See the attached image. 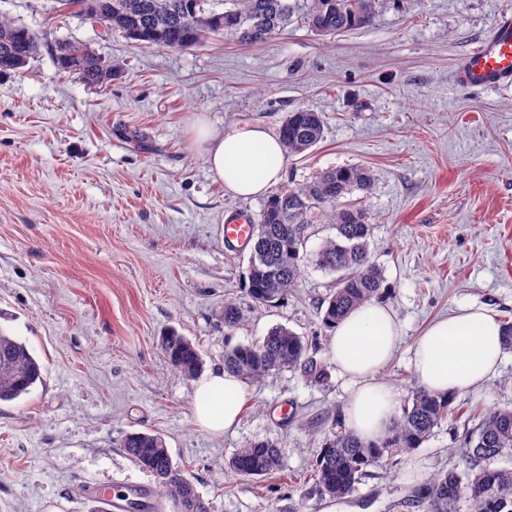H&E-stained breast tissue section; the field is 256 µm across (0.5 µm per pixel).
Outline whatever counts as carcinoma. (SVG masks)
<instances>
[{
  "label": "carcinoma",
  "instance_id": "cac0c4a2",
  "mask_svg": "<svg viewBox=\"0 0 512 512\" xmlns=\"http://www.w3.org/2000/svg\"><path fill=\"white\" fill-rule=\"evenodd\" d=\"M109 29L123 32L139 44L182 49L196 46L211 35L251 45L264 43L288 25L293 7L288 0H95ZM375 0H307L304 18L323 35L368 25L375 16ZM39 32L0 14V73L16 71L38 54ZM61 68L85 83L102 85L112 79L115 66L98 57L87 45L63 39L54 44ZM286 154H300L324 137L320 113L297 108L287 113L279 128ZM370 173L347 166L320 173L299 186L285 185L265 202L257 223L262 234H252L254 245L246 273V295L256 305L283 299L298 283L301 263L313 224H330L335 237L326 238L316 253L317 265L337 274L336 289L325 300L322 316L331 328L353 309L383 294L384 276L370 261L371 224L361 209L341 204L353 190L369 191ZM244 319L240 303L224 300V327L233 329ZM171 366L187 378L203 369L197 347L186 337L171 333L163 339ZM224 370L252 380L273 372H298L311 382L325 384V366L312 354L308 340L276 326L262 340L230 345L224 352ZM42 379L41 365L27 346L0 329V403L12 402L31 392ZM455 396L433 393L417 384L410 387L407 404L392 429L377 444H366L342 429L329 435L311 464L312 491L332 498L352 494L358 484L387 453L421 446L449 415ZM121 448L142 469L153 475L157 494L170 497L177 512H214L194 484L173 463L164 440L148 432H132ZM512 453V407L485 411L468 434L459 457L464 468L440 471L420 485L417 497L427 512H512V468H492L490 463ZM232 472L263 477L282 466L281 446L269 440L254 441L227 461Z\"/></svg>",
  "mask_w": 512,
  "mask_h": 512
}]
</instances>
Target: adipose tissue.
<instances>
[{
  "label": "adipose tissue",
  "instance_id": "1",
  "mask_svg": "<svg viewBox=\"0 0 512 512\" xmlns=\"http://www.w3.org/2000/svg\"><path fill=\"white\" fill-rule=\"evenodd\" d=\"M194 144L213 177L233 195H264L282 178L283 145L262 125H236L223 131L200 125L194 131ZM398 340L394 316L380 301L353 310L331 332V361L351 385L344 423L366 443L387 436L400 410L398 391L376 379ZM502 354V325L497 317L481 307H464L437 320L423 334L415 350L414 376L428 390L454 393L484 381L495 372ZM195 395L194 417L203 429L221 435L237 426L246 398L239 377L206 374L196 383Z\"/></svg>",
  "mask_w": 512,
  "mask_h": 512
}]
</instances>
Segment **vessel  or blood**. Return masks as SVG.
Instances as JSON below:
<instances>
[{
    "mask_svg": "<svg viewBox=\"0 0 512 512\" xmlns=\"http://www.w3.org/2000/svg\"><path fill=\"white\" fill-rule=\"evenodd\" d=\"M456 82L465 88L485 90L512 85V12L501 16L483 38L480 45L458 63ZM253 226L244 216L228 220L223 226L226 247L246 249L252 238ZM112 512H157L158 503L152 491L144 486L113 494Z\"/></svg>",
    "mask_w": 512,
    "mask_h": 512,
    "instance_id": "1",
    "label": "vessel or blood"
}]
</instances>
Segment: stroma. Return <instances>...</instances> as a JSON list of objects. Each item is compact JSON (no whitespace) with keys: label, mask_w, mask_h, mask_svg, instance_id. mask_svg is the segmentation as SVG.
Returning <instances> with one entry per match:
<instances>
[{"label":"stroma","mask_w":512,"mask_h":512,"mask_svg":"<svg viewBox=\"0 0 512 512\" xmlns=\"http://www.w3.org/2000/svg\"><path fill=\"white\" fill-rule=\"evenodd\" d=\"M54 5L0 0V14L44 38L24 68L0 75V329L43 374L0 404V512H90L102 490L153 485L120 446L134 431L161 435L215 512H426L413 490L457 466L476 412L512 405V352L457 394L463 416L420 448L384 458L350 496L311 494L308 467L350 394L320 321L336 276L313 259L336 231L313 225L297 287L275 306L252 305L250 253L225 248L223 224L231 212L258 216L265 200L226 192L193 130L203 119L275 132L287 112L309 108L324 138L287 157L284 181L369 170L370 192L343 202L371 219L370 259L400 329L378 378L405 390L434 320L474 304L512 321V87L451 80L512 0H379L372 23L333 36L296 19L264 44L215 37L189 49L143 48ZM59 39L87 44L117 76L100 87L60 70ZM228 297L244 314L231 330ZM279 325L309 340L327 384L291 371L245 380L236 430H202L195 382L171 367L162 337L186 336L205 371H220L227 344ZM256 440L282 444V471L225 473V459Z\"/></svg>","instance_id":"35a3bbf8"}]
</instances>
